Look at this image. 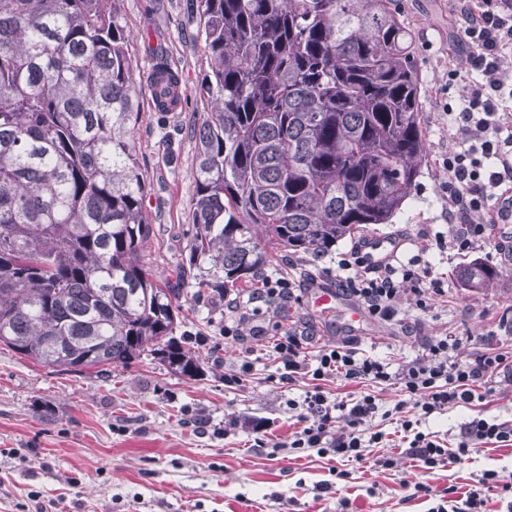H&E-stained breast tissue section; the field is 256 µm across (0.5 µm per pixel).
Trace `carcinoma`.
<instances>
[{"label": "carcinoma", "instance_id": "carcinoma-1", "mask_svg": "<svg viewBox=\"0 0 512 512\" xmlns=\"http://www.w3.org/2000/svg\"><path fill=\"white\" fill-rule=\"evenodd\" d=\"M207 54L195 131L198 285L250 288L268 245L325 253L391 224L426 163L413 37L393 0H190ZM152 69L179 82L166 53ZM140 87L117 0H0V346L65 372L146 352L188 378L153 227ZM496 270L471 263L467 288Z\"/></svg>", "mask_w": 512, "mask_h": 512}]
</instances>
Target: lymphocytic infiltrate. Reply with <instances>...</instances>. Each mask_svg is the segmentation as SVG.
<instances>
[{"instance_id": "obj_1", "label": "lymphocytic infiltrate", "mask_w": 512, "mask_h": 512, "mask_svg": "<svg viewBox=\"0 0 512 512\" xmlns=\"http://www.w3.org/2000/svg\"><path fill=\"white\" fill-rule=\"evenodd\" d=\"M455 24L450 38L465 59L462 87L455 108L448 111V136L454 142L444 161L448 174V213L458 217L449 238L438 239V249L469 253L487 243L492 225L504 218L495 204L502 186L512 183V76L504 65L512 59V0H454ZM365 241L344 253L338 262V289L355 299L375 318H392L404 293H412L420 312H428L434 298L444 296L445 282L432 276L419 262L401 263L397 256H374ZM313 334L292 327L273 337L271 347L280 364L282 382L306 379L312 388L300 405L301 430L289 448L363 462V442L380 443L381 432H368L367 425L378 411L374 396L351 400L342 432L333 430L334 406L323 390L332 377L348 382H396L412 397L414 416L408 404L398 402V422L407 438L405 457L424 470L452 463L436 435L415 430L416 417H428L449 405H469L492 395L497 384L512 385V353L494 348L476 353L462 362L461 339L445 336L425 342L420 353L397 371L388 364L361 353L356 338L339 345L322 346L314 359H306L304 347ZM512 442V425L473 418L466 423L457 445L459 454L484 444Z\"/></svg>"}]
</instances>
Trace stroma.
<instances>
[{"label": "stroma", "instance_id": "1", "mask_svg": "<svg viewBox=\"0 0 512 512\" xmlns=\"http://www.w3.org/2000/svg\"><path fill=\"white\" fill-rule=\"evenodd\" d=\"M398 8L412 31L422 79L419 117L427 160L414 197L393 223L370 225L325 254L273 249L265 274L292 277L302 288L281 308L249 311L242 324L226 310L221 295L180 277L195 234L191 131L203 116L199 88L207 68L196 19L187 0H121L134 74L142 87L134 143L154 227L143 260L163 280L182 286L176 337L200 357L203 372L192 379L174 374L147 353L103 372L64 374L0 347V512H32L35 492L45 502L62 500L65 512H429L447 497L449 486L467 492L485 471L512 481L510 442L470 449L432 471L401 456V433L391 411L404 394L396 384L340 379L323 384L332 400L360 393L375 397L380 412L371 426L384 438L367 445L364 462L285 446L300 428L288 403L302 401L307 386L280 382L267 339L292 324H310L324 344L357 337L364 354L388 363L393 372L415 358L425 338L453 334L466 338L469 352L512 351V264L501 261L495 250L497 243L512 242V226L496 225L491 244L472 253L442 252L435 245L436 237L448 234L442 161L451 142L440 90L457 60L448 36L452 0H398ZM157 44L177 67L186 92L174 112L150 106L147 48ZM370 237L395 239L401 261L421 258L447 282L446 295L429 313L420 314L408 294L386 321L366 313L352 321L359 304L344 295L329 306L316 305L318 291L335 287L342 254L355 240ZM470 262L497 269L491 286H461L458 272ZM228 326L239 330L241 341L225 342ZM255 326L264 340L252 338ZM246 361L251 371L242 383L227 384L226 376ZM192 409L207 419V426L190 424ZM477 415L512 424V387L501 386L495 397L470 409L450 406L421 419L418 429L437 435L452 451L465 424ZM228 419L238 426L226 434L222 428ZM257 425L272 446H255ZM388 457L394 458L393 467L382 466ZM341 470L348 478H338ZM421 484L429 487L428 496L417 493Z\"/></svg>", "mask_w": 512, "mask_h": 512}]
</instances>
